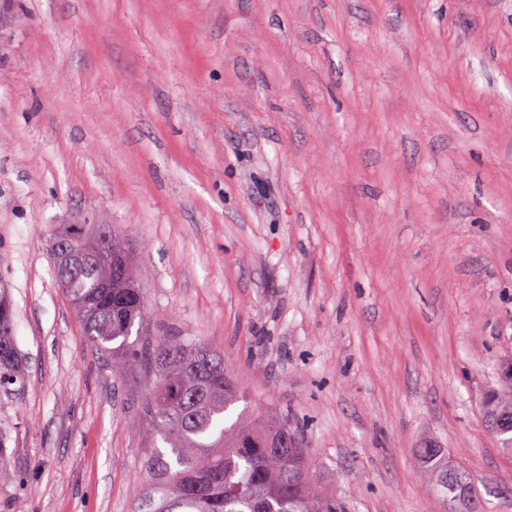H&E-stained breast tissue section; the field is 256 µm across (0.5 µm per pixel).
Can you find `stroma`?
<instances>
[{
  "label": "stroma",
  "instance_id": "1",
  "mask_svg": "<svg viewBox=\"0 0 512 512\" xmlns=\"http://www.w3.org/2000/svg\"><path fill=\"white\" fill-rule=\"evenodd\" d=\"M0 27V512H135L141 385L49 227L126 238L149 314L288 416L345 512H512V0H12ZM439 451L436 463L420 449ZM1 299L6 304L1 303ZM0 299V387L21 384L25 378V364L17 350L14 338V312L10 301Z\"/></svg>",
  "mask_w": 512,
  "mask_h": 512
}]
</instances>
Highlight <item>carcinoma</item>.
Here are the masks:
<instances>
[{
	"label": "carcinoma",
	"instance_id": "obj_1",
	"mask_svg": "<svg viewBox=\"0 0 512 512\" xmlns=\"http://www.w3.org/2000/svg\"><path fill=\"white\" fill-rule=\"evenodd\" d=\"M75 248L57 265L70 299L82 302L87 336L133 379L145 384L134 423L160 439L143 456L150 480L136 512H345L309 471V454L288 417L257 415L247 407L229 424L225 414L247 401L224 368L222 355L196 339L137 335L145 320V295L124 242L104 224H68L52 231ZM25 364L14 338L11 302L0 303V387L21 384ZM486 401L512 414V381ZM468 512H486L459 470Z\"/></svg>",
	"mask_w": 512,
	"mask_h": 512
}]
</instances>
